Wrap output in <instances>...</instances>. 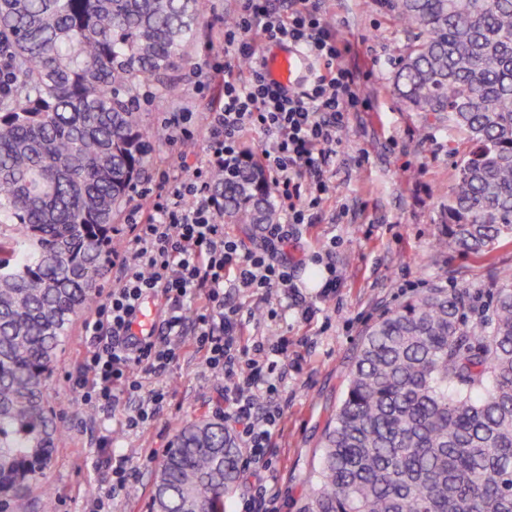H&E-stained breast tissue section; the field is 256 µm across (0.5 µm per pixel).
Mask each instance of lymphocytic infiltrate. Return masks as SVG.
Masks as SVG:
<instances>
[{"instance_id": "f902f5d3", "label": "lymphocytic infiltrate", "mask_w": 512, "mask_h": 512, "mask_svg": "<svg viewBox=\"0 0 512 512\" xmlns=\"http://www.w3.org/2000/svg\"><path fill=\"white\" fill-rule=\"evenodd\" d=\"M302 48L320 68L307 86L288 93L263 68L267 45ZM224 50L248 62L250 77L237 78L224 62H212V79L224 87V105L206 118L208 158L195 167H162L150 177L152 204L113 228L123 246L112 249L113 286L84 325L87 347L73 384L84 404L114 413L122 399L136 405L126 429L141 428L168 398L160 379L177 357L186 322L208 370L224 375V418L245 451L246 468L269 470L279 432L288 364L284 336L246 339L237 308L226 306V289L279 293L298 306L302 319L316 314L300 296L296 264L286 250L295 225L308 223L326 194L337 132L348 113L367 107L349 53L320 0H238L236 21L224 30ZM268 134L262 161L284 220L266 225L254 247L224 229L223 204L211 189L214 171L234 169L245 132ZM165 310L162 336L136 337L133 328L146 298ZM194 319H187L186 309ZM156 377L145 389V377Z\"/></svg>"}]
</instances>
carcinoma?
Masks as SVG:
<instances>
[{"mask_svg": "<svg viewBox=\"0 0 512 512\" xmlns=\"http://www.w3.org/2000/svg\"><path fill=\"white\" fill-rule=\"evenodd\" d=\"M382 3L406 37L394 95L464 134L445 237L489 260L512 240V0ZM202 11L0 0L17 76L0 95V504L27 495L66 431L49 380L152 151L141 90L173 91ZM212 183L224 223H277L254 156ZM496 279L489 316L465 288H427L373 322L301 512H512V268ZM239 459L223 416L178 425L151 512H224Z\"/></svg>", "mask_w": 512, "mask_h": 512, "instance_id": "obj_1", "label": "carcinoma"}]
</instances>
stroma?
Wrapping results in <instances>:
<instances>
[{"label": "stroma", "instance_id": "35a3bbf8", "mask_svg": "<svg viewBox=\"0 0 512 512\" xmlns=\"http://www.w3.org/2000/svg\"><path fill=\"white\" fill-rule=\"evenodd\" d=\"M236 0H205L204 17L193 46L179 67V82L170 94L151 91L141 100L144 125L154 136L149 168L180 158L194 163L207 153L206 115L224 104L222 85L209 81V56H223L224 28L231 25ZM326 19L340 36L358 44L344 57L354 68L369 107L352 112L339 136L331 165L329 191L315 221L298 227L289 250L301 265L297 282L319 310L312 320L295 309L268 320L278 299L263 300L246 291L228 290L227 300L240 305L251 336H284L289 363L285 387L288 404L281 420L273 467L268 474L277 492V512H299L319 466L325 427L340 405L357 349L366 329L406 294L422 288H467L491 292L494 271L512 268V241H502L492 260L440 243L441 215L454 183V159L448 131L427 123L391 91L404 35L381 0H324ZM191 113L195 133L187 143L170 142L168 121ZM338 239L335 295L319 298L313 276L321 270L316 255ZM84 318H77L51 378V403L68 426L46 476L6 512H86L88 486L106 492L109 474L103 460L128 457L131 492L121 494L112 512H149L154 470L166 455L177 424L218 414L224 406V377L208 371L191 345L178 352L165 377L168 400L149 424L126 432L115 419L92 417L72 387L70 375L85 348ZM108 447H99V439Z\"/></svg>", "mask_w": 512, "mask_h": 512}]
</instances>
